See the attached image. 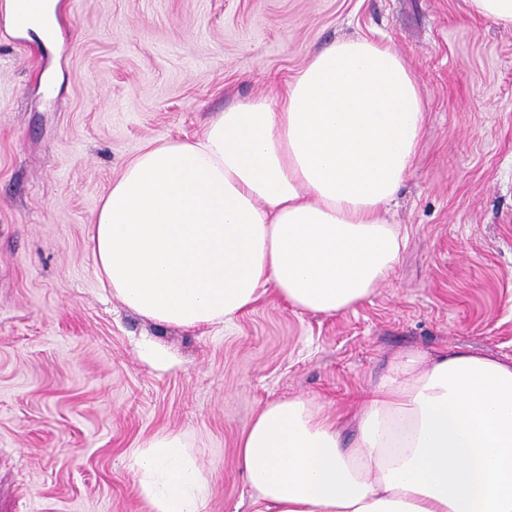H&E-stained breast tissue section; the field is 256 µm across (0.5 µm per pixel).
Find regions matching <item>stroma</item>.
I'll return each mask as SVG.
<instances>
[{"label": "stroma", "mask_w": 512, "mask_h": 512, "mask_svg": "<svg viewBox=\"0 0 512 512\" xmlns=\"http://www.w3.org/2000/svg\"><path fill=\"white\" fill-rule=\"evenodd\" d=\"M346 38L395 47L425 100L389 280L341 314L270 289L196 329L105 291L89 237L125 164ZM466 346L512 360V28L464 0H58L45 35L0 8V512H149L130 454L165 432L209 512H257L236 446L265 403L347 413L395 356Z\"/></svg>", "instance_id": "35a3bbf8"}]
</instances>
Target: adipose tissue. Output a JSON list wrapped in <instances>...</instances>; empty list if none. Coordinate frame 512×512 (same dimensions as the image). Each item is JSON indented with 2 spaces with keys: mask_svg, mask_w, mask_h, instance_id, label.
Returning a JSON list of instances; mask_svg holds the SVG:
<instances>
[{
  "mask_svg": "<svg viewBox=\"0 0 512 512\" xmlns=\"http://www.w3.org/2000/svg\"><path fill=\"white\" fill-rule=\"evenodd\" d=\"M425 132L418 81L392 46L342 39L275 99L224 109L202 135L147 147L102 199L99 280L156 324L231 323L266 292L335 315L371 297L407 235L381 211ZM345 436L299 395L265 404L236 462L259 512H512V362L470 348L395 358ZM150 512H207L211 487L183 435L141 442Z\"/></svg>",
  "mask_w": 512,
  "mask_h": 512,
  "instance_id": "1",
  "label": "adipose tissue"
}]
</instances>
